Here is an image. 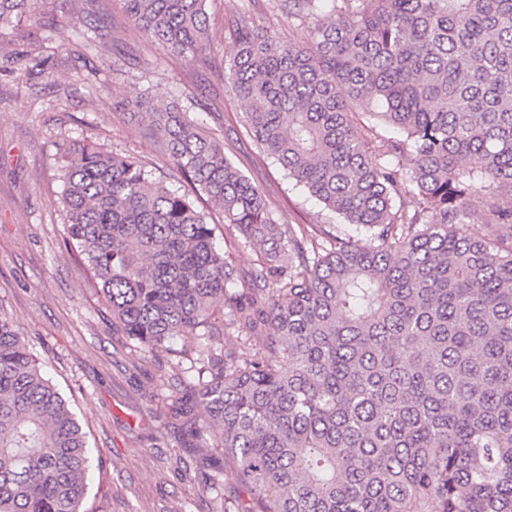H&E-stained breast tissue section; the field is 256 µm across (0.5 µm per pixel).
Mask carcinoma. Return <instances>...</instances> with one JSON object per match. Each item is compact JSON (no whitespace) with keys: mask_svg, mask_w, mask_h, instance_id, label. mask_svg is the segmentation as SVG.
<instances>
[{"mask_svg":"<svg viewBox=\"0 0 512 512\" xmlns=\"http://www.w3.org/2000/svg\"><path fill=\"white\" fill-rule=\"evenodd\" d=\"M121 4L187 68L224 66L260 154L367 233L280 222L177 105L131 116L185 190L59 144L64 245L113 323L146 353L194 343L169 419L203 451L214 512H512V0H278L309 38L239 12L220 58L208 0ZM34 9L0 0V48ZM71 21L74 47L27 55L28 77L97 74L103 34ZM201 200L255 255L241 287ZM235 335L266 339L243 356ZM90 464L70 402L0 320V512H88Z\"/></svg>","mask_w":512,"mask_h":512,"instance_id":"obj_1","label":"carcinoma"}]
</instances>
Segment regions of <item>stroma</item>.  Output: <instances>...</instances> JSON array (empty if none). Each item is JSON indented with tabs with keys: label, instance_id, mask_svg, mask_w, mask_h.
Masks as SVG:
<instances>
[{
	"label": "stroma",
	"instance_id": "35a3bbf8",
	"mask_svg": "<svg viewBox=\"0 0 512 512\" xmlns=\"http://www.w3.org/2000/svg\"><path fill=\"white\" fill-rule=\"evenodd\" d=\"M249 16L287 43L308 35L306 25L275 15L270 0H250ZM93 18L124 56L122 70H110L107 54L94 56V76L66 70L29 83L0 70V318L29 340L88 435V512H213L196 450L182 447L165 424L184 364L164 350L143 353L118 331L87 272L63 246L65 215L54 204L61 190L58 145L91 140L107 151L135 153L163 175L169 168L131 119L132 103L148 90L167 101L195 95L208 103L204 120L226 154L290 223L337 219L262 160L223 72L183 67L138 32L119 0H100ZM47 36L56 46L71 39L65 10L34 12L9 35L7 50L37 51Z\"/></svg>",
	"mask_w": 512,
	"mask_h": 512
}]
</instances>
